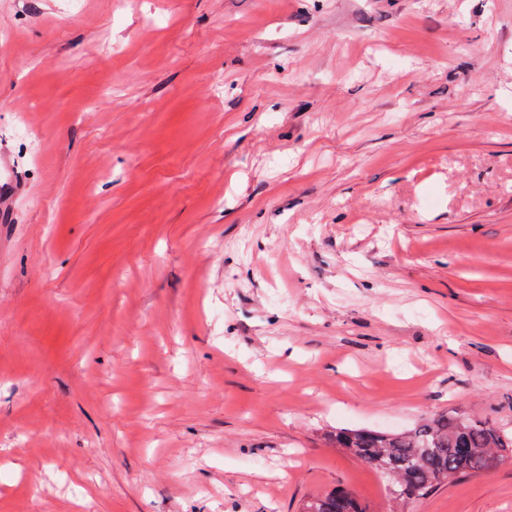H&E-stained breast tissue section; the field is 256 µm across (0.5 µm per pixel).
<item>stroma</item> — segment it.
Segmentation results:
<instances>
[{
	"mask_svg": "<svg viewBox=\"0 0 512 512\" xmlns=\"http://www.w3.org/2000/svg\"><path fill=\"white\" fill-rule=\"evenodd\" d=\"M0 512L396 502L326 435L512 429V0H0ZM316 512H366V507L357 501V499L345 489H334L323 494L313 495L302 507V512H312V507Z\"/></svg>",
	"mask_w": 512,
	"mask_h": 512,
	"instance_id": "35a3bbf8",
	"label": "stroma"
}]
</instances>
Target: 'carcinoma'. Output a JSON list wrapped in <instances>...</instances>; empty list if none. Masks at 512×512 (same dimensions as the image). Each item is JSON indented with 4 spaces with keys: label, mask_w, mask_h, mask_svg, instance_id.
Masks as SVG:
<instances>
[{
    "label": "carcinoma",
    "mask_w": 512,
    "mask_h": 512,
    "mask_svg": "<svg viewBox=\"0 0 512 512\" xmlns=\"http://www.w3.org/2000/svg\"><path fill=\"white\" fill-rule=\"evenodd\" d=\"M330 440L382 473L394 498L419 500L438 486L490 472L503 453L512 454V434L465 415L442 414L403 432L338 429ZM367 512L345 489L309 498L302 512Z\"/></svg>",
    "instance_id": "1"
}]
</instances>
